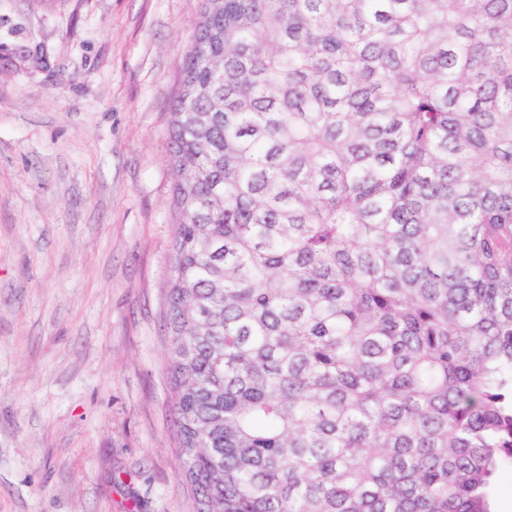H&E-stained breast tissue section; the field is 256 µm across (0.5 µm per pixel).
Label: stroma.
<instances>
[{"label": "stroma", "instance_id": "obj_1", "mask_svg": "<svg viewBox=\"0 0 512 512\" xmlns=\"http://www.w3.org/2000/svg\"><path fill=\"white\" fill-rule=\"evenodd\" d=\"M202 0H0V512H195L163 319Z\"/></svg>", "mask_w": 512, "mask_h": 512}]
</instances>
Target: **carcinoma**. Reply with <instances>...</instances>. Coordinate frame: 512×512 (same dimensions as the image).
Instances as JSON below:
<instances>
[{
	"label": "carcinoma",
	"instance_id": "1",
	"mask_svg": "<svg viewBox=\"0 0 512 512\" xmlns=\"http://www.w3.org/2000/svg\"><path fill=\"white\" fill-rule=\"evenodd\" d=\"M168 136L196 512H494L512 0H212Z\"/></svg>",
	"mask_w": 512,
	"mask_h": 512
}]
</instances>
